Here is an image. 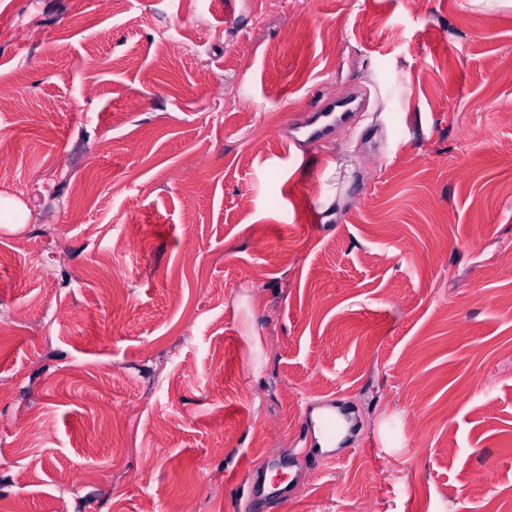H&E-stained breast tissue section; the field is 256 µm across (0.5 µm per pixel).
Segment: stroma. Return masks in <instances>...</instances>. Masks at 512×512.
Returning <instances> with one entry per match:
<instances>
[{"instance_id": "1", "label": "stroma", "mask_w": 512, "mask_h": 512, "mask_svg": "<svg viewBox=\"0 0 512 512\" xmlns=\"http://www.w3.org/2000/svg\"><path fill=\"white\" fill-rule=\"evenodd\" d=\"M1 86L0 512L512 496V0H0ZM358 97L352 96L351 103L357 102ZM362 106L361 101L355 105V109L341 111L336 102H324L315 110L308 112L296 123V131L300 132L308 140L319 142L333 135L339 128L348 124L358 108ZM327 408L317 416H313L307 410L302 411L299 427L300 432L306 438L308 436L311 439L315 438L318 444L320 439L325 448H333L336 447L337 435L340 430L339 417H344L345 414L339 407H336L335 400L331 401ZM320 448H322L321 445ZM271 468L276 471V475H285L284 478L276 480H267L266 471H248V479L252 484V492L256 491L262 495H273L282 501H288L295 492L296 479L291 472L290 455L288 454V463L286 456H277L271 460ZM288 470V471H287ZM267 490V492H265Z\"/></svg>"}]
</instances>
